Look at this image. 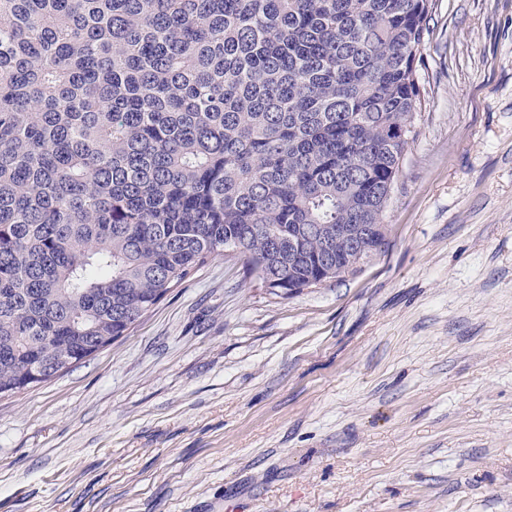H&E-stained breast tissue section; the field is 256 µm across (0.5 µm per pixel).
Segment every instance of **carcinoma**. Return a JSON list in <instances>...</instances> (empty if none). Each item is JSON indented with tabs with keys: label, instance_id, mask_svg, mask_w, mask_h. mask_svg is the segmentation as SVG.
I'll return each instance as SVG.
<instances>
[{
	"label": "carcinoma",
	"instance_id": "cac0c4a2",
	"mask_svg": "<svg viewBox=\"0 0 512 512\" xmlns=\"http://www.w3.org/2000/svg\"><path fill=\"white\" fill-rule=\"evenodd\" d=\"M435 0H0V396L231 242L272 294L382 251ZM375 224L350 251L336 227Z\"/></svg>",
	"mask_w": 512,
	"mask_h": 512
}]
</instances>
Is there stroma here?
I'll return each instance as SVG.
<instances>
[{
  "instance_id": "1",
  "label": "stroma",
  "mask_w": 512,
  "mask_h": 512,
  "mask_svg": "<svg viewBox=\"0 0 512 512\" xmlns=\"http://www.w3.org/2000/svg\"><path fill=\"white\" fill-rule=\"evenodd\" d=\"M421 106L355 275L225 256L0 398V512H512V0H435Z\"/></svg>"
}]
</instances>
